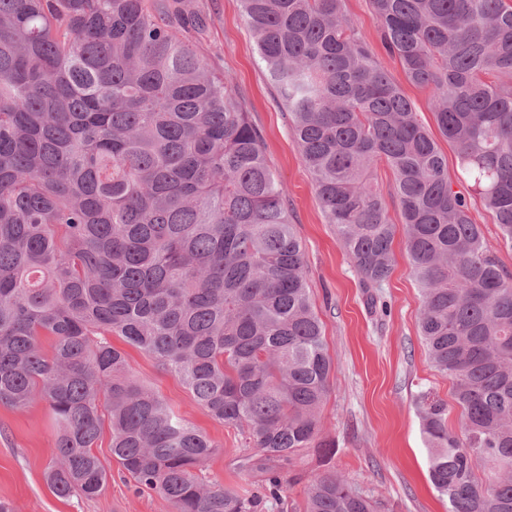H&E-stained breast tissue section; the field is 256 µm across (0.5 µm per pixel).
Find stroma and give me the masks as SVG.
I'll return each instance as SVG.
<instances>
[{"mask_svg": "<svg viewBox=\"0 0 512 512\" xmlns=\"http://www.w3.org/2000/svg\"><path fill=\"white\" fill-rule=\"evenodd\" d=\"M200 13L205 30L190 34L198 55L230 79L249 119L260 133L269 168L286 191L294 230L305 249V276L322 323L333 366L330 392L320 413V435L335 441L332 455L307 450L296 471L302 480L283 487L284 512H304L302 483L334 472L381 502L382 512H448V500L431 484L428 449L422 434L420 392L452 399L451 380L431 365L419 334L421 297L404 246L396 233L393 262L381 287L362 282L328 224L315 195L312 176L295 142L288 112L269 81L240 0H184ZM344 9L372 47L374 59L412 102L428 129H435L430 91L407 82L396 58L382 47L369 0H344ZM111 342L126 353L132 375L163 396L215 446L204 477L242 494L253 493L238 476L235 458L243 435L212 420L175 377L159 370L150 356ZM55 429L45 403L26 408L0 406V500L14 512H167L154 491L136 488L113 461L109 438L97 454L111 478L96 498H58L46 481Z\"/></svg>", "mask_w": 512, "mask_h": 512, "instance_id": "1", "label": "stroma"}]
</instances>
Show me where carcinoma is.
<instances>
[{"label": "carcinoma", "instance_id": "obj_1", "mask_svg": "<svg viewBox=\"0 0 512 512\" xmlns=\"http://www.w3.org/2000/svg\"><path fill=\"white\" fill-rule=\"evenodd\" d=\"M166 2L0 0V405L47 404L60 497L103 491L107 431L168 512H265L301 452H333L317 441L332 359L261 136ZM241 2L327 223L371 288L396 232L374 169L392 172L420 336L453 383L451 405L419 395L433 485L448 512H512V274L468 200L512 248V4L369 0L407 81L432 90L466 196L342 0ZM112 335L245 434L237 471L263 494L202 479L213 443L133 378ZM304 494L305 512H376L334 473ZM472 202V213L477 221V224H481L486 246L499 259V262L503 268L512 274V249H510L508 246H505L501 241L499 229L494 221L493 216L484 210L478 200Z\"/></svg>", "mask_w": 512, "mask_h": 512}]
</instances>
